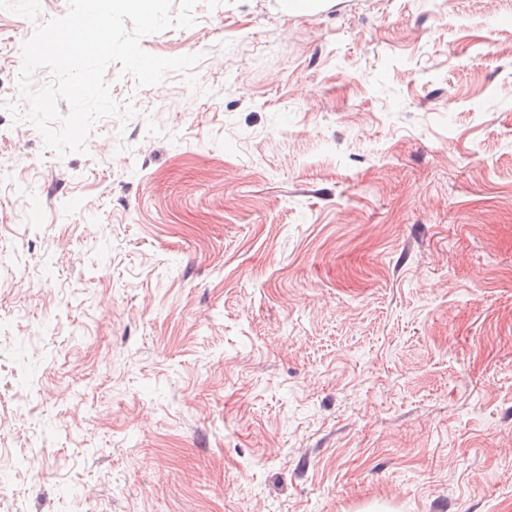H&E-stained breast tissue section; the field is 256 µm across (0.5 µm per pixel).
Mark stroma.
Wrapping results in <instances>:
<instances>
[{
	"label": "stroma",
	"instance_id": "35a3bbf8",
	"mask_svg": "<svg viewBox=\"0 0 512 512\" xmlns=\"http://www.w3.org/2000/svg\"><path fill=\"white\" fill-rule=\"evenodd\" d=\"M58 156L0 10V512H512V0H200Z\"/></svg>",
	"mask_w": 512,
	"mask_h": 512
}]
</instances>
